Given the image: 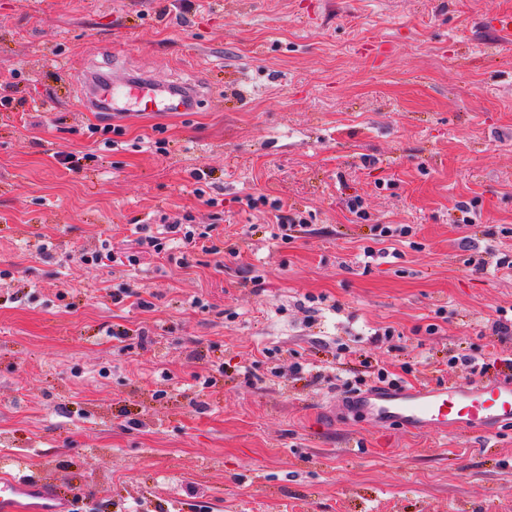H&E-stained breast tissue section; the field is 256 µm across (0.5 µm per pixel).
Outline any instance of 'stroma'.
Listing matches in <instances>:
<instances>
[{
  "label": "stroma",
  "instance_id": "obj_1",
  "mask_svg": "<svg viewBox=\"0 0 512 512\" xmlns=\"http://www.w3.org/2000/svg\"><path fill=\"white\" fill-rule=\"evenodd\" d=\"M500 11L512 0H0V471L74 512H512V424L411 433L351 413L345 388L380 369L471 379L457 354L512 379ZM115 68L207 95L83 110L87 73ZM275 201L306 218L295 238H275ZM163 214L214 225L219 254L174 240L137 268L84 263Z\"/></svg>",
  "mask_w": 512,
  "mask_h": 512
}]
</instances>
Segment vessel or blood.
Returning a JSON list of instances; mask_svg holds the SVG:
<instances>
[{
	"label": "vessel or blood",
	"instance_id": "obj_1",
	"mask_svg": "<svg viewBox=\"0 0 512 512\" xmlns=\"http://www.w3.org/2000/svg\"><path fill=\"white\" fill-rule=\"evenodd\" d=\"M86 85L88 110L116 114L125 112L131 96L144 112H190L203 96L200 86L159 83L147 75L102 83L90 74ZM350 405L372 421L396 418L412 431L463 429L489 434L512 423V382L453 381L404 389L375 386L353 397ZM26 507L32 512H68L70 501L40 477L1 475L0 512H22Z\"/></svg>",
	"mask_w": 512,
	"mask_h": 512
}]
</instances>
